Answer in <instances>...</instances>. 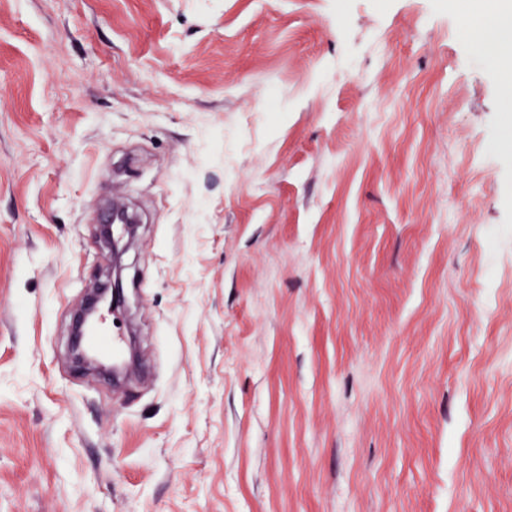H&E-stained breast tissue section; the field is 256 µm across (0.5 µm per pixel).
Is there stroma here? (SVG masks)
Returning <instances> with one entry per match:
<instances>
[{
    "instance_id": "1",
    "label": "stroma",
    "mask_w": 512,
    "mask_h": 512,
    "mask_svg": "<svg viewBox=\"0 0 512 512\" xmlns=\"http://www.w3.org/2000/svg\"><path fill=\"white\" fill-rule=\"evenodd\" d=\"M505 0H0V512H512ZM138 215L122 389L77 367ZM474 30L483 31L480 42L472 38L471 32ZM510 33L507 29L499 27V22L493 27L474 26L469 30V43L473 45L483 46L491 50L497 51L498 47L502 44H509L506 42L510 40ZM132 223L130 219L122 212H118L117 209L114 207L112 209V213H108L104 219L102 224H98V231H104L109 236L112 237L113 242V249L112 253L110 252V264L109 267L106 268L107 275H110L111 269L114 268L115 262H116V253L114 249V244L116 241L121 240L126 233L128 232V229L131 227L136 226ZM114 224H121V225H114ZM119 226V227H114ZM108 269V271H107ZM105 272V273H106ZM103 286L95 288L83 307L76 313L74 332L71 330V342L72 336H85L86 329L95 318L100 306L120 307L123 305L124 299L117 297L115 288L112 289L111 296L109 289L103 288Z\"/></svg>"
}]
</instances>
